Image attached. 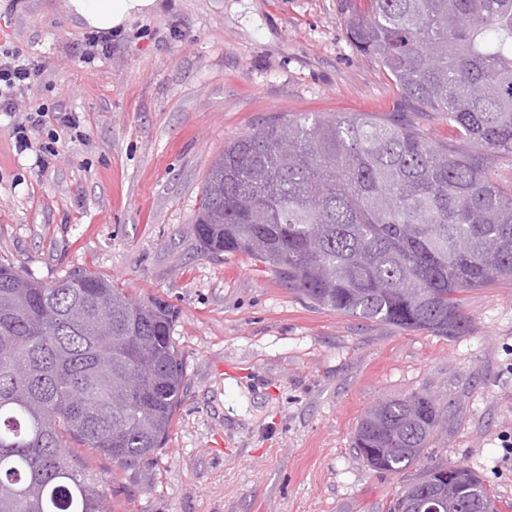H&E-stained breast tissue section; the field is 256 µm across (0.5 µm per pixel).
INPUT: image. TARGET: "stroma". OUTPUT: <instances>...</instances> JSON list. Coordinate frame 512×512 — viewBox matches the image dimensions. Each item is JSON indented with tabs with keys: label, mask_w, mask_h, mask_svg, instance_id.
Here are the masks:
<instances>
[{
	"label": "stroma",
	"mask_w": 512,
	"mask_h": 512,
	"mask_svg": "<svg viewBox=\"0 0 512 512\" xmlns=\"http://www.w3.org/2000/svg\"><path fill=\"white\" fill-rule=\"evenodd\" d=\"M369 0H162L87 57L67 0H0V51L43 73L30 98H69L84 136L60 130L46 167L0 120V255L45 283L74 270L177 311L186 374L163 448L137 478L82 447L112 512H388L402 474L353 446L364 412L436 400L428 456L467 467L512 512V276L463 295L465 335L404 331L313 306L244 254L203 255L192 229L225 144L273 115L401 118L421 112L346 30Z\"/></svg>",
	"instance_id": "35a3bbf8"
}]
</instances>
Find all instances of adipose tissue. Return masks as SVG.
Wrapping results in <instances>:
<instances>
[{
  "label": "adipose tissue",
  "instance_id": "ef3b65f1",
  "mask_svg": "<svg viewBox=\"0 0 512 512\" xmlns=\"http://www.w3.org/2000/svg\"><path fill=\"white\" fill-rule=\"evenodd\" d=\"M158 8V0H68L71 15L83 27L101 32L120 30Z\"/></svg>",
  "mask_w": 512,
  "mask_h": 512
}]
</instances>
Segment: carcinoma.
Returning a JSON list of instances; mask_svg holds the SVG:
<instances>
[{"instance_id":"1","label":"carcinoma","mask_w":512,"mask_h":512,"mask_svg":"<svg viewBox=\"0 0 512 512\" xmlns=\"http://www.w3.org/2000/svg\"><path fill=\"white\" fill-rule=\"evenodd\" d=\"M347 35L456 141L358 112L273 116L212 162L195 249L250 255L318 307L462 336L461 294L512 275V178L497 173L512 160V0H370ZM175 318L98 274L46 284L0 259V512H112L69 448L135 477L163 447L185 381ZM440 422L429 396L385 399L355 448L370 470L401 474ZM451 469L459 512H496L479 476L442 462L389 512L448 497Z\"/></svg>"}]
</instances>
